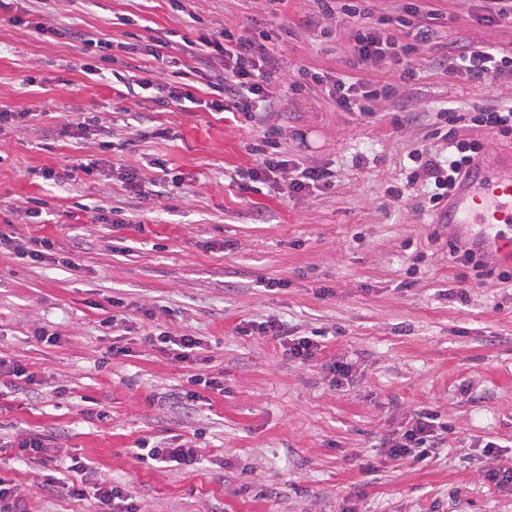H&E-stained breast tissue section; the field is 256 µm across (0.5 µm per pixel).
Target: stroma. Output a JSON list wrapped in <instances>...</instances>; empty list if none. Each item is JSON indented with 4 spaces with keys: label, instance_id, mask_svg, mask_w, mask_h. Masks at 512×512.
I'll return each instance as SVG.
<instances>
[{
    "label": "stroma",
    "instance_id": "stroma-1",
    "mask_svg": "<svg viewBox=\"0 0 512 512\" xmlns=\"http://www.w3.org/2000/svg\"><path fill=\"white\" fill-rule=\"evenodd\" d=\"M436 6L442 39L411 50L396 33V59L384 65L356 62L344 20L307 26L315 0L0 8V110L25 115L0 127V233L50 240L73 261L0 253V357L36 376H0V476L28 512H98L93 496L69 493L70 454L87 460L88 485L123 487L140 512H512V493L488 477L512 468V261L474 284L449 256L456 232L425 209L424 172L425 156L453 143L512 165V137L481 120L512 105V73L451 65L468 42L512 52V22L487 24L481 0ZM276 25L275 107L252 119L210 109L212 79L185 42ZM83 32L109 43L107 61ZM160 40L172 65L139 87L142 70L159 69ZM339 74L366 86L369 116L334 102ZM184 84L193 101L168 100ZM88 112L97 127L63 133ZM269 128L299 167L328 169L332 187L242 191ZM79 159L95 174L74 170ZM47 168L72 175L54 183ZM267 320L320 336L314 361L244 334L246 322ZM41 328L58 343L37 339ZM162 334L198 337L201 363L147 344ZM115 342L127 356L109 355ZM335 361L353 363L348 381L332 380ZM213 376L223 391L204 387ZM424 411L445 449L390 456L387 441ZM34 434L48 448L19 455ZM186 440L193 467H148L132 454L141 441Z\"/></svg>",
    "mask_w": 512,
    "mask_h": 512
}]
</instances>
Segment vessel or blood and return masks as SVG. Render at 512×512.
Wrapping results in <instances>:
<instances>
[{
	"mask_svg": "<svg viewBox=\"0 0 512 512\" xmlns=\"http://www.w3.org/2000/svg\"><path fill=\"white\" fill-rule=\"evenodd\" d=\"M452 224H481L487 248L512 258V239L499 236L498 225L512 222V172L474 165L448 202Z\"/></svg>",
	"mask_w": 512,
	"mask_h": 512,
	"instance_id": "b4317fda",
	"label": "vessel or blood"
}]
</instances>
